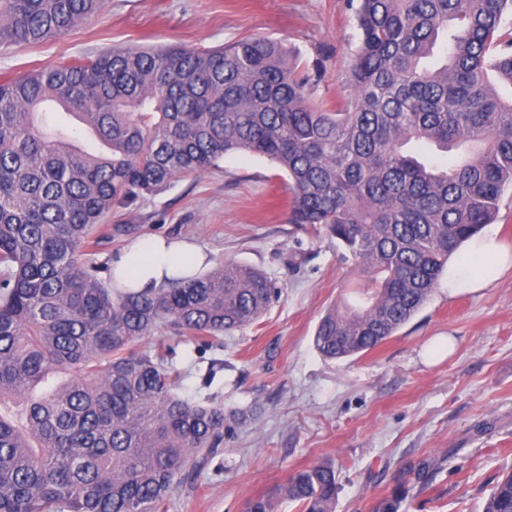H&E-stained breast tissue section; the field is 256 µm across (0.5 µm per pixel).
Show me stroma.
<instances>
[{
    "instance_id": "stroma-1",
    "label": "stroma",
    "mask_w": 512,
    "mask_h": 512,
    "mask_svg": "<svg viewBox=\"0 0 512 512\" xmlns=\"http://www.w3.org/2000/svg\"><path fill=\"white\" fill-rule=\"evenodd\" d=\"M358 0H105L101 12L59 39L0 48V76L27 73L114 46L215 48L244 37L280 41L301 66L322 69L314 101L347 97L360 32ZM288 179L266 158L225 155L218 169L167 191L113 207L112 237L91 256L108 264L132 242L164 237L196 243L205 270L225 263L262 268L281 296L258 323L225 334L219 347L165 333L179 392L216 395L249 412L194 482L161 512H243L247 500L287 474L333 460L336 512H376L401 495V512H483L492 487L512 470V272L490 269L480 295L449 299L447 280L380 347L328 360L313 345L323 313L355 274L336 245L291 224ZM455 336L452 356L429 342ZM437 464L427 485L416 473Z\"/></svg>"
}]
</instances>
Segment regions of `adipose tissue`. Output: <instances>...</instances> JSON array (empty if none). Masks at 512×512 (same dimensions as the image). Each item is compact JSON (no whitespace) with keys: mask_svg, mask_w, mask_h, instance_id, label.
<instances>
[{"mask_svg":"<svg viewBox=\"0 0 512 512\" xmlns=\"http://www.w3.org/2000/svg\"><path fill=\"white\" fill-rule=\"evenodd\" d=\"M464 251L469 257L468 267L456 262L448 264V295L456 297L467 293L476 295L487 288L488 280L476 275V267L493 265L499 271L512 270V244L485 233L465 242ZM183 258L189 271L200 267L203 257L198 248L185 241L164 238L147 239L129 245L112 262V277L121 288L136 291L160 285L164 278L175 272L173 262Z\"/></svg>","mask_w":512,"mask_h":512,"instance_id":"ef3b65f1","label":"adipose tissue"}]
</instances>
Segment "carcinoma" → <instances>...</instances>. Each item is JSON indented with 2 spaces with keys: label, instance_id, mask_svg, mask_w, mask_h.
I'll return each mask as SVG.
<instances>
[{
  "label": "carcinoma",
  "instance_id": "1",
  "mask_svg": "<svg viewBox=\"0 0 512 512\" xmlns=\"http://www.w3.org/2000/svg\"><path fill=\"white\" fill-rule=\"evenodd\" d=\"M104 0H0V47L59 38ZM512 0H359L361 42L334 108L276 41L114 48L0 78V512H158L244 419L177 393L173 332L222 343L279 288L226 264L155 288L112 286L88 256L115 205L267 158L291 223L336 240L366 285L320 318L330 360L370 352L419 310L512 190ZM102 150L75 145L72 120ZM336 467L297 471L244 512H335ZM483 512H512V470Z\"/></svg>",
  "mask_w": 512,
  "mask_h": 512
}]
</instances>
